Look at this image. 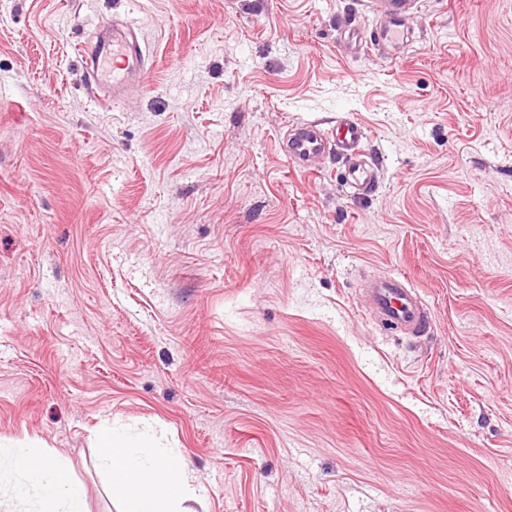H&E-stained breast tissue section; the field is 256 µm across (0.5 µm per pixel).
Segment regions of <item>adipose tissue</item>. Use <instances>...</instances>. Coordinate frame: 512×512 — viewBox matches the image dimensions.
Instances as JSON below:
<instances>
[{
    "instance_id": "1",
    "label": "adipose tissue",
    "mask_w": 512,
    "mask_h": 512,
    "mask_svg": "<svg viewBox=\"0 0 512 512\" xmlns=\"http://www.w3.org/2000/svg\"><path fill=\"white\" fill-rule=\"evenodd\" d=\"M163 440L161 431L152 426L145 427L140 438L114 428L100 432L99 463L119 487L123 512H196L197 483L179 457L164 448ZM5 459L19 477L13 487L17 497L38 493L44 512H85L83 487L40 449L17 445L6 449ZM145 476L154 486L153 495L139 490V481Z\"/></svg>"
}]
</instances>
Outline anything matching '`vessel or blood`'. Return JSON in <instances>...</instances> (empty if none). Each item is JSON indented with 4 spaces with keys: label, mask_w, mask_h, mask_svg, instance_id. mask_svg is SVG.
I'll return each mask as SVG.
<instances>
[{
    "label": "vessel or blood",
    "mask_w": 512,
    "mask_h": 512,
    "mask_svg": "<svg viewBox=\"0 0 512 512\" xmlns=\"http://www.w3.org/2000/svg\"><path fill=\"white\" fill-rule=\"evenodd\" d=\"M417 7V0H370L373 14L384 17L383 26L371 37L360 28H351L342 45L346 52L358 54L372 48L399 44L405 23ZM85 89L92 102L103 110L143 87L147 70L146 55L140 31L128 21L104 25L96 41L81 50ZM366 138L361 123L344 117L331 128L314 122L296 123L289 127L282 145L287 157L305 173H317L320 160L330 151L349 159L344 179L358 193L371 192L375 186L374 166L366 161L360 148ZM366 294L371 311L385 324L413 336L427 334L431 327L429 312L401 275H390L369 282Z\"/></svg>",
    "instance_id": "obj_1"
}]
</instances>
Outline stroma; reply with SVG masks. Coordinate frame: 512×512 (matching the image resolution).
Returning <instances> with one entry per match:
<instances>
[{"label": "stroma", "mask_w": 512, "mask_h": 512, "mask_svg": "<svg viewBox=\"0 0 512 512\" xmlns=\"http://www.w3.org/2000/svg\"><path fill=\"white\" fill-rule=\"evenodd\" d=\"M119 16L142 93L77 52ZM360 0H0V448L119 512L103 424L166 434L198 512H512V0H421L397 58ZM363 122L355 195L280 149ZM434 319L376 322L364 279ZM81 58L85 89L103 110H112V105L144 86L146 55L139 28L129 21L104 25L96 41L81 49ZM107 86H112V96L102 94ZM366 294L371 311L385 324L399 328L404 334H427L431 327L430 313L422 306L405 276L389 275L369 282Z\"/></svg>", "instance_id": "stroma-1"}]
</instances>
